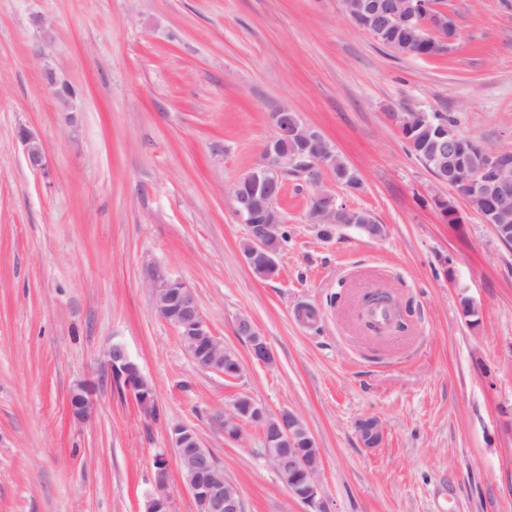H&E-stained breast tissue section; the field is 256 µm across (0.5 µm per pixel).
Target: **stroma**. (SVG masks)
<instances>
[{"mask_svg": "<svg viewBox=\"0 0 512 512\" xmlns=\"http://www.w3.org/2000/svg\"><path fill=\"white\" fill-rule=\"evenodd\" d=\"M441 9L456 41L415 57L356 27L342 0H0V512H142L178 424L197 429L244 512H307L257 428L225 440L215 417L244 395L300 414L327 512H512V245L390 118L439 112L512 152V0ZM46 65L75 89V112L44 87ZM280 107L358 172L361 190L336 199L385 234L321 237L306 220L310 184L286 175L289 241L262 279L239 259L231 188ZM22 126L43 142L48 173L28 167ZM152 267L193 288L238 378L189 358L155 313ZM377 289L413 307L406 331L364 330L362 300ZM467 298L477 316H463ZM242 315L274 366L250 358ZM113 343L153 385L157 419L100 379ZM85 379L99 382L90 423L67 409ZM364 416L380 420L381 448L362 447Z\"/></svg>", "mask_w": 512, "mask_h": 512, "instance_id": "1", "label": "stroma"}]
</instances>
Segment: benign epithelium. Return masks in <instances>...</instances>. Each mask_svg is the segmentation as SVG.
<instances>
[{
  "mask_svg": "<svg viewBox=\"0 0 512 512\" xmlns=\"http://www.w3.org/2000/svg\"><path fill=\"white\" fill-rule=\"evenodd\" d=\"M344 8L348 14L361 16L374 13V5L370 0H346ZM421 8L422 5L413 3V0H399L390 16L409 21ZM42 77L44 84L58 99L67 107L74 108L75 98L65 90V83L59 80L53 70L44 69ZM271 122L274 136L264 145L256 162L236 180V185L243 188V191L233 196L235 214L247 228L245 238L248 239V247L240 250V259L250 270L262 265H278V257L268 252L266 242L279 233L280 225L285 220L270 217L256 224L254 216L270 200L268 173L281 163V142L294 139L320 154L306 168L314 186L313 202L308 206L306 214L308 223L324 222L334 224L339 229L341 225L336 223V213L347 209L345 205H336V194L322 184L323 176H333L328 162L329 142L322 133L304 124L299 113L286 107L273 111ZM18 138L29 167L36 172L44 171L48 166V155L42 142L25 128L18 131ZM438 150L439 154L434 157L437 169L434 176L455 189L466 201L482 198L490 189L502 198L512 196V181L505 178V174L512 173V157L505 152L462 137L451 127L440 136ZM477 213L484 223L493 226L501 242L512 244V225L504 223L502 208L479 209ZM149 287L157 316L177 330L187 354L198 366L220 374L227 371L240 375L242 366L239 358L225 349L224 343L214 336L191 287L179 279L156 271L151 272ZM236 330L246 338L254 361L265 366L275 364L273 349L251 318L244 315L238 317ZM100 373L107 380L123 387L145 414L155 415L158 406L154 389L122 344L113 343L105 349L100 360ZM67 406L73 418L79 421L92 419L96 410L92 382L77 383L69 393ZM218 422L224 429V437L230 442H239L247 426L257 427L263 436L271 437L274 447L263 449V456L273 462L274 471L290 494L311 507L310 512H327L321 501V452L295 411L285 408L272 414L259 403L251 402L246 406L244 400L239 398L232 407L224 410ZM356 429L364 447L375 449L383 444L385 434L378 418L364 416L357 421ZM170 448L179 465L183 483L197 504L198 512H243V498L239 488L233 483L228 485L224 482V471L217 466L209 450L202 446L194 428L186 425L173 427L170 432ZM168 471V456L156 455V491L148 495L145 512H172L170 499L165 493Z\"/></svg>",
  "mask_w": 512,
  "mask_h": 512,
  "instance_id": "7a95c632",
  "label": "benign epithelium"
}]
</instances>
